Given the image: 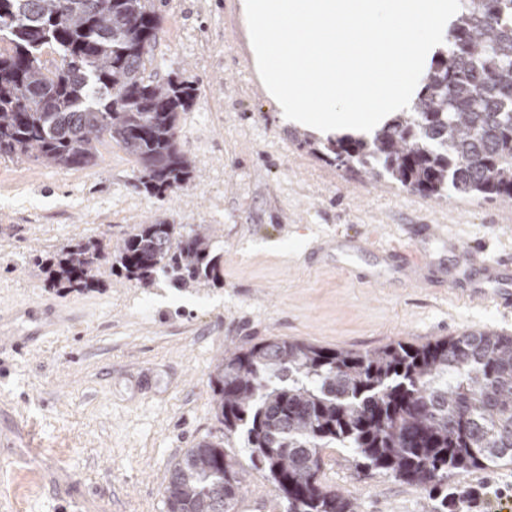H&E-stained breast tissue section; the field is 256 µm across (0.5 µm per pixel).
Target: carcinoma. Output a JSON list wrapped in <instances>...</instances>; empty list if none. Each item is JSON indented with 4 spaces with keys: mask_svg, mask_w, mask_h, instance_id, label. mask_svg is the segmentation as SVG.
<instances>
[{
    "mask_svg": "<svg viewBox=\"0 0 512 512\" xmlns=\"http://www.w3.org/2000/svg\"><path fill=\"white\" fill-rule=\"evenodd\" d=\"M161 18L153 0H0V156L61 167L96 163L109 139L135 161L137 187L159 196L192 177L177 146L178 116L197 88L145 78ZM61 60L46 67L42 50ZM333 159L426 197L449 191L512 201V0H462L449 47L424 92L372 140L339 137ZM125 276L181 284L220 279L205 231L138 224L115 246ZM98 239L62 249L59 288H92ZM224 441L187 449L168 470V512H231L244 486L229 440L280 492L286 512H357L323 485V451L441 490L448 475L512 461V336L469 333L422 347L365 352L269 338L224 355L211 378Z\"/></svg>",
    "mask_w": 512,
    "mask_h": 512,
    "instance_id": "carcinoma-1",
    "label": "carcinoma"
}]
</instances>
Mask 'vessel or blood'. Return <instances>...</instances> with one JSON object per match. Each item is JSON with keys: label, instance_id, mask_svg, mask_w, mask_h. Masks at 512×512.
<instances>
[{"label": "vessel or blood", "instance_id": "vessel-or-blood-1", "mask_svg": "<svg viewBox=\"0 0 512 512\" xmlns=\"http://www.w3.org/2000/svg\"><path fill=\"white\" fill-rule=\"evenodd\" d=\"M432 235L447 242L448 250L454 255L457 264L462 266L479 264L486 272L485 283L456 282L454 288L457 294L469 300H490L502 310H512L511 255H504L496 259L488 258L482 247L476 245L464 247L449 241L446 230L441 227L433 230ZM356 249L355 241L349 239L328 246L326 254L335 260L337 266L348 276L374 286H386L387 280L380 272L363 271L353 262L352 255ZM382 260L386 267L409 275L421 273L424 269L422 262L397 248L384 251ZM19 318L31 322L32 327L23 333L10 336V347L18 353L55 335L70 320L69 315L63 309L51 305H31L20 310L0 309V334L5 332L7 325Z\"/></svg>", "mask_w": 512, "mask_h": 512}]
</instances>
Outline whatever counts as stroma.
Here are the masks:
<instances>
[{
  "label": "stroma",
  "instance_id": "1",
  "mask_svg": "<svg viewBox=\"0 0 512 512\" xmlns=\"http://www.w3.org/2000/svg\"><path fill=\"white\" fill-rule=\"evenodd\" d=\"M155 8L162 23L147 75L197 90L179 115V147L193 165L186 186L137 189L134 160L108 140L83 169L0 157V308L43 303L72 315L23 354L0 335V437L31 436L0 447V512H167L170 465L224 435L210 379L225 352L274 336L356 351L472 331L512 336V314L459 299L451 254L410 234L442 224L488 257L512 254V203L426 197L334 162L266 96L239 0ZM158 221L208 228L220 281L178 287L159 276L142 286L109 255L96 287H53L49 262L66 245L117 243ZM344 238L362 240L354 259L364 270H379L382 252L399 245L435 261L445 285L358 282L316 253ZM239 460L246 483L233 512H284L277 488L247 455ZM321 480L358 512H445L440 493L355 466L345 448L325 452ZM500 488H512V462L448 480L449 494L484 492V512H500Z\"/></svg>",
  "mask_w": 512,
  "mask_h": 512
}]
</instances>
